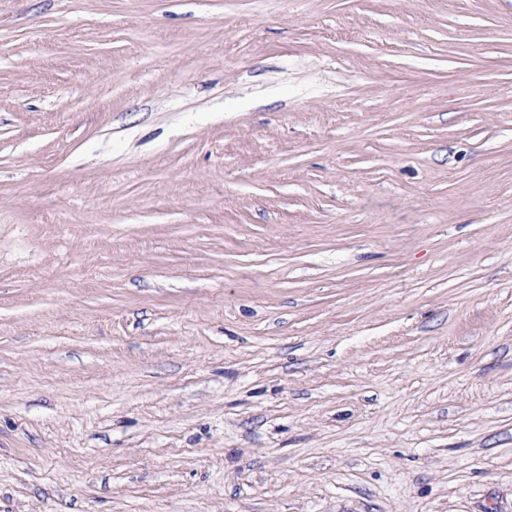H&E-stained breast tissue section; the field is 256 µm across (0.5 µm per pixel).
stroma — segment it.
<instances>
[{
	"mask_svg": "<svg viewBox=\"0 0 512 512\" xmlns=\"http://www.w3.org/2000/svg\"><path fill=\"white\" fill-rule=\"evenodd\" d=\"M0 512H512V0H0Z\"/></svg>",
	"mask_w": 512,
	"mask_h": 512,
	"instance_id": "1",
	"label": "stroma"
}]
</instances>
